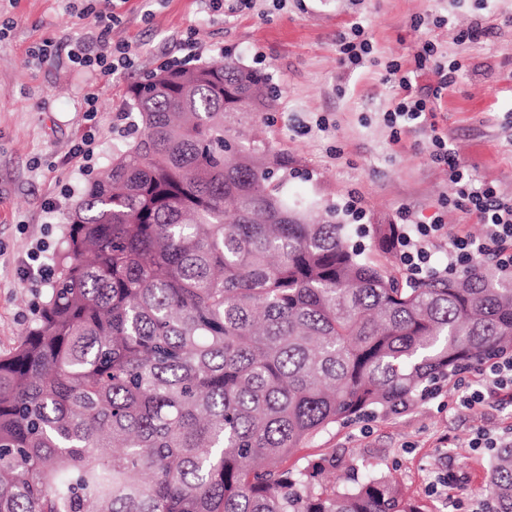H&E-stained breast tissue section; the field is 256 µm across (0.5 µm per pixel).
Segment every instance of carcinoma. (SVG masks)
Segmentation results:
<instances>
[{
  "mask_svg": "<svg viewBox=\"0 0 512 512\" xmlns=\"http://www.w3.org/2000/svg\"><path fill=\"white\" fill-rule=\"evenodd\" d=\"M270 78L224 57L128 88L142 133L69 217L57 278L0 354V512H424L391 475L327 488L285 466L329 427L396 413L512 352V278H405L336 212L288 204L248 126ZM489 512H512V446Z\"/></svg>",
  "mask_w": 512,
  "mask_h": 512,
  "instance_id": "obj_1",
  "label": "carcinoma"
}]
</instances>
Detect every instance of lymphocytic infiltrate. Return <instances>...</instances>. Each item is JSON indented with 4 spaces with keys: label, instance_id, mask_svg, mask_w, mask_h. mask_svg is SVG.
Masks as SVG:
<instances>
[{
    "label": "lymphocytic infiltrate",
    "instance_id": "lymphocytic-infiltrate-1",
    "mask_svg": "<svg viewBox=\"0 0 512 512\" xmlns=\"http://www.w3.org/2000/svg\"><path fill=\"white\" fill-rule=\"evenodd\" d=\"M72 66L91 69L109 76L120 70L134 67L137 52L130 44H101L99 50H91L85 43L74 44L68 52ZM386 80L397 83L404 95L387 112L390 126L410 127L426 122L431 110L429 99L413 94L412 83L399 68L388 67ZM434 146L440 158L448 162V180L453 195L448 203L474 216L482 224L481 235H460L434 221L415 225L412 234L404 235L400 243L399 258L402 265L415 276L431 274V259L440 241H448L447 270L461 272L468 265L482 258H489L502 272H512V198L501 196L488 183L475 184L473 176L462 165L447 136L436 131L432 134ZM482 382L461 396L457 404L469 411H480L490 399L512 402V355H502L484 362L480 368Z\"/></svg>",
    "mask_w": 512,
    "mask_h": 512
}]
</instances>
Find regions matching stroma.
<instances>
[{
  "mask_svg": "<svg viewBox=\"0 0 512 512\" xmlns=\"http://www.w3.org/2000/svg\"><path fill=\"white\" fill-rule=\"evenodd\" d=\"M99 0H0V353L10 350L34 318L47 284L22 279L21 260L37 253L54 264L68 218L89 180L128 142L136 116L128 108L132 82L183 58L176 39L193 35L198 63L232 55L272 76L281 91L264 128L298 174L289 200L336 207L349 228L360 224H427L442 219L460 234L477 235L473 216L441 206L451 196L448 168L436 158L426 127L390 128L385 114L401 97L385 81V67L408 73L414 92L439 89L434 64L416 54L432 42L437 62L456 64L455 84L439 89L434 120L475 179L512 197V0H252L242 8L224 0L223 15L202 0H123L111 42L139 49L135 67L104 76L67 59L75 40L97 30L78 15ZM488 34L468 38L473 24ZM362 26L370 50L359 66L341 64V42ZM54 41L53 61L36 55ZM99 112L84 114L87 94ZM90 160L69 153L86 131ZM477 371L455 376L437 397L397 414L371 415L330 428L289 457L301 469L335 456L337 475L387 473L428 512H472L487 498L489 456L470 448L476 429L512 434V407L475 413L452 398L477 381ZM448 490L432 491L439 477Z\"/></svg>",
  "mask_w": 512,
  "mask_h": 512,
  "instance_id": "1",
  "label": "stroma"
}]
</instances>
